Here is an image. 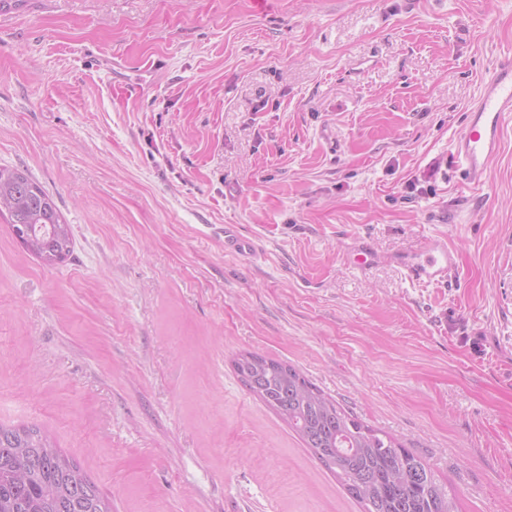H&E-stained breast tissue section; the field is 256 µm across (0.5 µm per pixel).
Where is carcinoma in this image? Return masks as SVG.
<instances>
[{"instance_id":"obj_1","label":"carcinoma","mask_w":512,"mask_h":512,"mask_svg":"<svg viewBox=\"0 0 512 512\" xmlns=\"http://www.w3.org/2000/svg\"><path fill=\"white\" fill-rule=\"evenodd\" d=\"M0 213L19 243L48 266L73 251L70 225L53 198L17 169L0 167ZM235 370L247 389L288 423L364 512H458L430 467L327 398L295 367L269 359ZM0 512H112L84 470L36 426L0 425Z\"/></svg>"}]
</instances>
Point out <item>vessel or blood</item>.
Instances as JSON below:
<instances>
[{"label": "vessel or blood", "instance_id": "1", "mask_svg": "<svg viewBox=\"0 0 512 512\" xmlns=\"http://www.w3.org/2000/svg\"><path fill=\"white\" fill-rule=\"evenodd\" d=\"M512 114V56L497 60L489 71L482 91L467 114V124L457 138L452 161L465 180L473 185L485 183L488 165L500 147L503 124ZM346 259L365 270L380 259L368 243H356ZM394 261L415 283L442 284L457 268L455 254L440 238L425 242L420 252L395 256Z\"/></svg>", "mask_w": 512, "mask_h": 512}]
</instances>
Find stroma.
I'll use <instances>...</instances> for the list:
<instances>
[{
	"label": "stroma",
	"instance_id": "stroma-1",
	"mask_svg": "<svg viewBox=\"0 0 512 512\" xmlns=\"http://www.w3.org/2000/svg\"><path fill=\"white\" fill-rule=\"evenodd\" d=\"M508 53L512 0H9L0 166L73 252L43 265L0 218V424L112 512H362L242 384L256 352L461 512H512V120L485 184L450 167ZM433 237L457 273L410 282L392 256ZM359 238L384 257L364 272ZM224 250L249 256L254 250V245L250 240L238 235L233 224H228L224 227Z\"/></svg>",
	"mask_w": 512,
	"mask_h": 512
}]
</instances>
